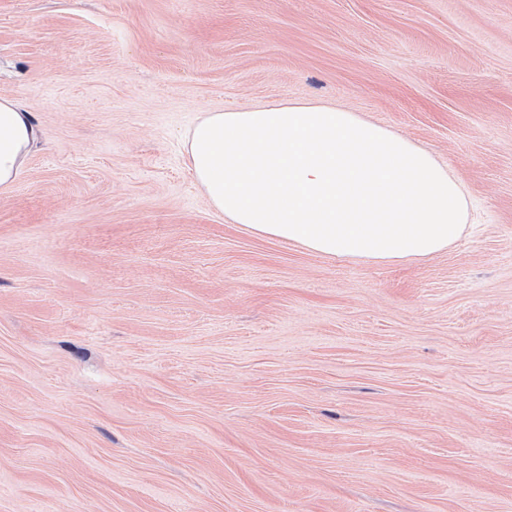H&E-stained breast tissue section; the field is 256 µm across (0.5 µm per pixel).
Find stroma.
<instances>
[{
    "mask_svg": "<svg viewBox=\"0 0 512 512\" xmlns=\"http://www.w3.org/2000/svg\"><path fill=\"white\" fill-rule=\"evenodd\" d=\"M0 512H512V0H0ZM333 105L465 183L431 258L217 212L213 110ZM39 140L31 112L11 98L0 97V189L18 181Z\"/></svg>",
    "mask_w": 512,
    "mask_h": 512,
    "instance_id": "35a3bbf8",
    "label": "stroma"
}]
</instances>
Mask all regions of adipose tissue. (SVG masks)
Segmentation results:
<instances>
[{
	"instance_id": "ef3b65f1",
	"label": "adipose tissue",
	"mask_w": 512,
	"mask_h": 512,
	"mask_svg": "<svg viewBox=\"0 0 512 512\" xmlns=\"http://www.w3.org/2000/svg\"><path fill=\"white\" fill-rule=\"evenodd\" d=\"M39 140L31 113L0 97V189L18 181ZM185 148L227 220L318 254L423 259L454 244L467 221L458 176L407 138L336 107L209 112Z\"/></svg>"
}]
</instances>
